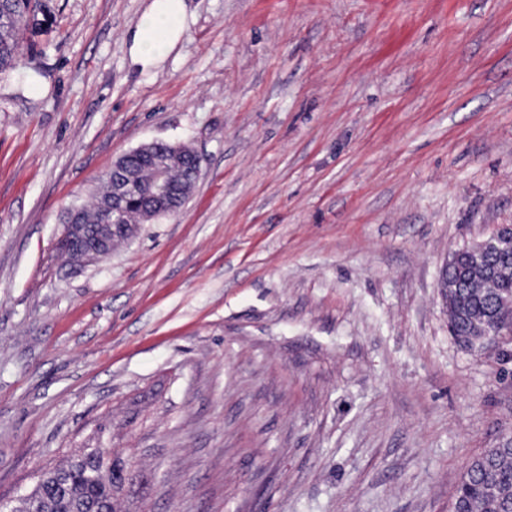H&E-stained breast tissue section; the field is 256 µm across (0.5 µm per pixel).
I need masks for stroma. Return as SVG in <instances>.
<instances>
[{
  "instance_id": "stroma-1",
  "label": "stroma",
  "mask_w": 512,
  "mask_h": 512,
  "mask_svg": "<svg viewBox=\"0 0 512 512\" xmlns=\"http://www.w3.org/2000/svg\"><path fill=\"white\" fill-rule=\"evenodd\" d=\"M48 0L0 79V501L83 448L123 512H451L512 438V335L448 333L449 255L512 224V0ZM181 142L175 215L55 250L120 155ZM186 19V0H152L131 35L132 63L159 66L181 39Z\"/></svg>"
}]
</instances>
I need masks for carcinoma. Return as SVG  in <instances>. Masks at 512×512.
Here are the masks:
<instances>
[{"label": "carcinoma", "mask_w": 512, "mask_h": 512, "mask_svg": "<svg viewBox=\"0 0 512 512\" xmlns=\"http://www.w3.org/2000/svg\"><path fill=\"white\" fill-rule=\"evenodd\" d=\"M48 11L43 0H8L0 7V77L14 72L25 32L46 27ZM176 157L169 162L170 184L178 189L187 186L192 149L178 144L171 148L163 143L149 158L131 157L128 171L136 179L147 182L152 178L157 160L169 154ZM112 184L101 177L100 188L94 195L93 206L79 207L83 222L98 224L102 220V203L109 201ZM157 209L151 199L132 198V206L124 215L127 236H133L147 212ZM456 258L448 265L444 279L448 280V325L455 341L469 351L481 349L480 328L496 321L512 322V310L502 301L512 296V247L474 252L465 246L455 251ZM489 264L498 268V277L488 283L481 272ZM89 449L68 462L75 487L86 497V509L94 506L112 510V477L105 475L98 481L83 482V471L88 464ZM457 507L466 512H512V440L507 439L496 448H488L473 459L461 478L456 495Z\"/></svg>", "instance_id": "obj_1"}]
</instances>
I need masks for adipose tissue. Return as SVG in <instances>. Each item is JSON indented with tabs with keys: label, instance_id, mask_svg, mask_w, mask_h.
I'll use <instances>...</instances> for the list:
<instances>
[{
	"label": "adipose tissue",
	"instance_id": "ef3b65f1",
	"mask_svg": "<svg viewBox=\"0 0 512 512\" xmlns=\"http://www.w3.org/2000/svg\"><path fill=\"white\" fill-rule=\"evenodd\" d=\"M186 19V0H151L131 35L132 63L159 66L181 39Z\"/></svg>",
	"mask_w": 512,
	"mask_h": 512
}]
</instances>
